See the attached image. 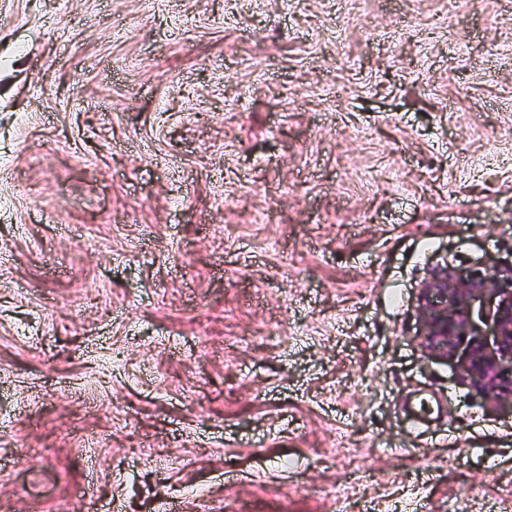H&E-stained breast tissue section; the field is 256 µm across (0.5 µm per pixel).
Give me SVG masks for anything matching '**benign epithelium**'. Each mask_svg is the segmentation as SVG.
I'll return each instance as SVG.
<instances>
[{
	"instance_id": "1",
	"label": "benign epithelium",
	"mask_w": 512,
	"mask_h": 512,
	"mask_svg": "<svg viewBox=\"0 0 512 512\" xmlns=\"http://www.w3.org/2000/svg\"><path fill=\"white\" fill-rule=\"evenodd\" d=\"M423 348L487 399L512 402V269H440L419 289Z\"/></svg>"
}]
</instances>
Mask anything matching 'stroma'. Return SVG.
<instances>
[{"label":"stroma","mask_w":512,"mask_h":512,"mask_svg":"<svg viewBox=\"0 0 512 512\" xmlns=\"http://www.w3.org/2000/svg\"><path fill=\"white\" fill-rule=\"evenodd\" d=\"M448 264H512V0H0V512H500Z\"/></svg>","instance_id":"35a3bbf8"}]
</instances>
